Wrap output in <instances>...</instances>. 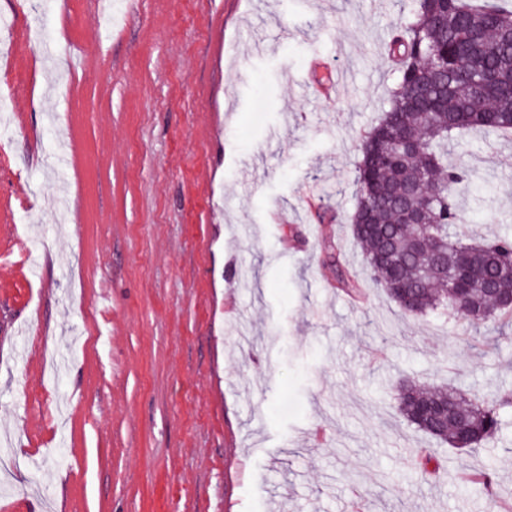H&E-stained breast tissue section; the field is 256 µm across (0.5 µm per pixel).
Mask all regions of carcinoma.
<instances>
[{"label":"carcinoma","mask_w":512,"mask_h":512,"mask_svg":"<svg viewBox=\"0 0 512 512\" xmlns=\"http://www.w3.org/2000/svg\"><path fill=\"white\" fill-rule=\"evenodd\" d=\"M388 41L398 79L382 116L363 135L356 182L353 236L364 265L404 315L419 318L444 309L488 335L512 330V237L473 236L458 230L459 198L475 171L448 159V146L465 135L512 137V0H441L434 10L414 0L411 15ZM422 216L427 248L403 212ZM468 260L469 287L455 288L442 268ZM336 278L361 296L358 278L336 258ZM512 391L470 399L448 387L401 386L398 411L431 438L460 448L492 443Z\"/></svg>","instance_id":"obj_1"}]
</instances>
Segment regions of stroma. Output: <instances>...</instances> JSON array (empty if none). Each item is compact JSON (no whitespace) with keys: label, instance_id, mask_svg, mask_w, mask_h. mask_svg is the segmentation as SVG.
Listing matches in <instances>:
<instances>
[{"label":"stroma","instance_id":"1","mask_svg":"<svg viewBox=\"0 0 512 512\" xmlns=\"http://www.w3.org/2000/svg\"><path fill=\"white\" fill-rule=\"evenodd\" d=\"M409 6L0 0V246L28 241L40 270L0 269V512L512 508V410L475 451L397 411L406 381L512 389V337L488 350L462 320L404 318L352 237ZM458 152L478 170L466 229L512 233V140ZM489 463L492 492L464 480Z\"/></svg>","mask_w":512,"mask_h":512}]
</instances>
